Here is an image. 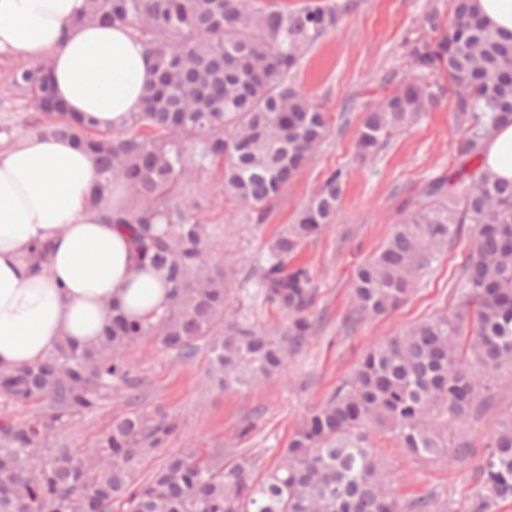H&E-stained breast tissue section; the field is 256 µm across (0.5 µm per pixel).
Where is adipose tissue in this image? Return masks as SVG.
Here are the masks:
<instances>
[{"mask_svg": "<svg viewBox=\"0 0 512 512\" xmlns=\"http://www.w3.org/2000/svg\"><path fill=\"white\" fill-rule=\"evenodd\" d=\"M86 0H0V57L48 59L57 97L98 130L120 129L154 79L145 46L120 24L72 21ZM484 167L512 181V121L495 129ZM95 156L52 133L0 148V367L20 368L63 339L102 336L113 306L143 320L162 313L159 275L140 269L127 232L103 223L88 198ZM49 248L48 266L30 256Z\"/></svg>", "mask_w": 512, "mask_h": 512, "instance_id": "adipose-tissue-1", "label": "adipose tissue"}]
</instances>
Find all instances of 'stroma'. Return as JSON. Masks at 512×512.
<instances>
[{"mask_svg": "<svg viewBox=\"0 0 512 512\" xmlns=\"http://www.w3.org/2000/svg\"><path fill=\"white\" fill-rule=\"evenodd\" d=\"M431 2L356 0L336 31L307 53L295 84L329 113L331 129L308 166L274 203L265 223H253L247 207L216 195L209 181H200L186 196L187 202L213 223L223 225L224 246L211 252L210 258L217 264L234 255L237 273L233 287L240 291L253 282V259L291 223L323 177L338 167L345 171L336 223L304 246L299 256L312 270V312L322 319L308 344L288 359L279 376L226 393L206 384V352L184 362L154 344L132 348L128 358L135 387L113 391L100 409L63 431V438L72 446L88 444L113 416L160 407L178 416L182 428L164 447L147 456L142 471L158 466L168 453L180 448H220L228 460L236 453L249 452L260 457L262 464L272 465L302 416L348 377L370 345L395 335L409 323L454 307L456 281L469 249L465 232L449 242L431 268L421 273L400 308L384 317L363 319L352 330L344 323L357 266L385 244L403 210L418 200L424 182L435 175L451 174L457 165L455 146L462 130L446 91L440 92L433 110L392 138L374 160L363 164L356 158L357 129L367 108L379 98L376 88L390 73L406 71L409 41ZM487 385L493 410L454 429L456 436L471 442L469 456L452 450L441 460L428 462L392 445L383 448L392 488L402 500L430 494L447 505L448 512H468L480 489L477 462L495 431L497 414L512 409V372L491 376ZM248 419L255 421L256 428L249 436L240 437L239 428Z\"/></svg>", "mask_w": 512, "mask_h": 512, "instance_id": "35a3bbf8", "label": "stroma"}]
</instances>
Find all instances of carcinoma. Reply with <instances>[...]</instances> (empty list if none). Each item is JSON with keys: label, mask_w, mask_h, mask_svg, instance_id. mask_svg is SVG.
<instances>
[{"label": "carcinoma", "mask_w": 512, "mask_h": 512, "mask_svg": "<svg viewBox=\"0 0 512 512\" xmlns=\"http://www.w3.org/2000/svg\"><path fill=\"white\" fill-rule=\"evenodd\" d=\"M355 0H303L281 8L269 0H86L79 24L120 22L149 49L155 81L122 129L101 132L67 110L50 71H13L8 89L42 119L31 134L67 136L92 151L102 181L89 203L129 232L138 264L163 276L168 304L155 320L112 309L95 342L65 339L49 358L0 369V407L33 403L28 422L0 421V512H446L433 496L401 502L392 492L375 437L434 461L449 448L469 452L451 427L480 416L487 375L512 370V182L483 164L496 127L512 119V33L492 29L471 0H453L420 17L409 70L391 75L390 93L365 113L357 133L366 160L437 105L429 76L451 86L464 133L450 175L428 179L418 204L393 226L383 248L361 265L348 321L381 316L406 301L415 275L470 225V248L453 309L406 326L371 346L325 402L311 410L278 462L256 456L224 462V451L181 449L146 477L142 461L179 429L161 408L112 419L84 448L51 441L98 410L121 385L133 386L130 347L152 340L184 361L209 353V380L231 391L277 374L315 329L309 267L294 263L303 245L336 221L346 173L330 171L253 266V298L288 311L280 337L247 319L226 320L233 259L212 265L199 288L189 271L224 241V225L206 224L183 194L210 176L261 224L273 203L329 134L322 107L295 86L307 52L336 30ZM126 193L106 207L114 186ZM482 491L469 512L512 503V411L497 420L478 462Z\"/></svg>", "instance_id": "cac0c4a2"}]
</instances>
